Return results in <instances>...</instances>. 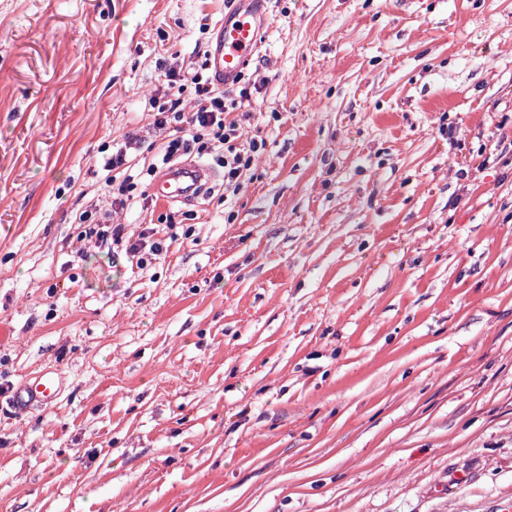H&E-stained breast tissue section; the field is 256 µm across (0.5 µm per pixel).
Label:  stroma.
<instances>
[{
  "label": "stroma",
  "instance_id": "35a3bbf8",
  "mask_svg": "<svg viewBox=\"0 0 512 512\" xmlns=\"http://www.w3.org/2000/svg\"><path fill=\"white\" fill-rule=\"evenodd\" d=\"M229 3L0 0V512H501L512 0H271L241 190L143 197ZM129 132L113 223L194 230L145 267L77 222ZM61 392L59 378L53 372L36 376L33 381L24 383L15 395V405L25 410L34 403L50 404Z\"/></svg>",
  "mask_w": 512,
  "mask_h": 512
}]
</instances>
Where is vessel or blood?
Masks as SVG:
<instances>
[{"label":"vessel or blood","mask_w":512,"mask_h":512,"mask_svg":"<svg viewBox=\"0 0 512 512\" xmlns=\"http://www.w3.org/2000/svg\"><path fill=\"white\" fill-rule=\"evenodd\" d=\"M270 23L267 0H232L215 27L216 36L208 51V68L218 88H229L241 77L260 50L262 34ZM215 178L211 167L185 161L169 166L154 179L152 188L159 200L190 204ZM60 392L59 378L46 372L19 388L15 404L22 410L35 403L49 404Z\"/></svg>","instance_id":"vessel-or-blood-1"}]
</instances>
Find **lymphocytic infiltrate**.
<instances>
[{"label": "lymphocytic infiltrate", "mask_w": 512, "mask_h": 512, "mask_svg": "<svg viewBox=\"0 0 512 512\" xmlns=\"http://www.w3.org/2000/svg\"><path fill=\"white\" fill-rule=\"evenodd\" d=\"M166 78L173 95L167 105L152 113L151 124L158 130L174 126L175 133L162 143L156 162L146 169L147 176H154L159 166L195 153L212 158L223 168L225 186L238 187L243 170L251 167L265 147L264 140L255 138L245 148L236 146L244 123L251 119L250 113L226 120V112L236 109V102L228 100L226 92L215 89L202 73L189 75L171 69ZM188 84L193 85L195 97L191 111L186 113L181 108L180 91Z\"/></svg>", "instance_id": "obj_1"}]
</instances>
